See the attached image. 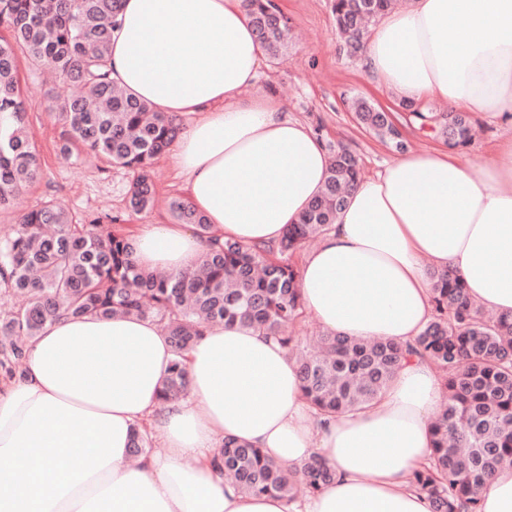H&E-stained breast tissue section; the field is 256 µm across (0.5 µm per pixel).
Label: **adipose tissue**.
<instances>
[{
    "label": "adipose tissue",
    "mask_w": 512,
    "mask_h": 512,
    "mask_svg": "<svg viewBox=\"0 0 512 512\" xmlns=\"http://www.w3.org/2000/svg\"><path fill=\"white\" fill-rule=\"evenodd\" d=\"M111 77L153 108L193 120L171 157L190 201L224 237L280 240L321 190L329 156L274 97L246 100L263 55L242 0H124ZM366 75L397 98L512 116V0H412L366 36ZM139 264L179 274L207 243L187 224H145ZM512 315V135L474 169L461 151L404 153L361 178L305 250L304 305L326 331L414 342L432 316L433 269ZM173 359L137 317L68 316L28 343L0 382V512H430L407 488L431 455L443 403L426 360L403 361L383 397L317 422L298 367L252 328L216 324L187 356L189 395H159ZM148 429L163 454L131 458ZM285 467L317 455L333 483L302 503L242 493L213 456L224 439Z\"/></svg>",
    "instance_id": "obj_1"
}]
</instances>
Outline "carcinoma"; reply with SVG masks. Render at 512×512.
I'll list each match as a JSON object with an SVG mask.
<instances>
[{"label": "carcinoma", "instance_id": "cac0c4a2", "mask_svg": "<svg viewBox=\"0 0 512 512\" xmlns=\"http://www.w3.org/2000/svg\"><path fill=\"white\" fill-rule=\"evenodd\" d=\"M121 5L122 0H0V27L12 35L10 41L0 38V208L41 174L25 124L30 104L19 88L17 45L78 89L51 104L67 140L131 171L130 208L141 212L151 206L154 160L176 139L181 121L153 111L110 78L109 52ZM393 6V0H334L336 28L350 55L363 50L370 24ZM243 7L263 50L278 60L290 40L288 18L270 0H243ZM398 107L450 149L470 141L468 112H439L407 100ZM350 108L360 127L394 151H406L393 113L364 97L352 99ZM359 177L351 150L342 143L330 147L320 193L270 246L222 241L189 200L172 199L176 223L191 225L211 242L197 266L178 275L140 266L133 241L112 217L73 224L53 201L42 202L21 215L13 235L0 241V278L23 296L22 305L0 321V369L15 375L27 343L63 316L148 318L162 326L174 353L161 398L175 401L189 393L185 354L205 328L239 324L294 353L304 393L320 417L370 407L402 361L422 356L442 372L445 401L431 424L432 455L411 474L409 487L426 497L431 512H480L479 488L512 463L511 315L483 316L453 270H433L432 316L412 345L326 332L315 338L317 351L311 353L290 333L306 312L292 257L330 230ZM215 460L243 493L276 494L290 503L298 489L312 496L335 479L317 456L287 472L261 449L233 439L216 449Z\"/></svg>", "mask_w": 512, "mask_h": 512}]
</instances>
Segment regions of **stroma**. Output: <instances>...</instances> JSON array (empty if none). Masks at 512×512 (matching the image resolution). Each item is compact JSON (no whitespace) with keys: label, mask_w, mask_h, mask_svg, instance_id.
I'll return each mask as SVG.
<instances>
[{"label":"stroma","mask_w":512,"mask_h":512,"mask_svg":"<svg viewBox=\"0 0 512 512\" xmlns=\"http://www.w3.org/2000/svg\"><path fill=\"white\" fill-rule=\"evenodd\" d=\"M288 17L293 40L279 61L263 60L260 80L243 91V98L267 95L277 98L289 118L303 123L322 142H340L356 155L365 176L374 175L395 154L354 120L348 100L355 95L369 98L388 111H397L393 92L372 83L360 67L359 58L348 57L336 34L333 0H275ZM21 88L30 103L26 124L41 164L40 177L14 195L0 209V240L12 236L18 218L51 199L81 224L96 215L115 218L127 235H136L142 224H169L172 198L182 196V179L169 155L160 156L153 167L155 185L152 207L135 213L129 208L132 175L105 158L90 154L79 145H68L62 125L47 103L75 94L73 85L48 70L32 64L25 51L17 53ZM479 130L464 156L482 166L492 155L512 120L479 117Z\"/></svg>","instance_id":"1"}]
</instances>
